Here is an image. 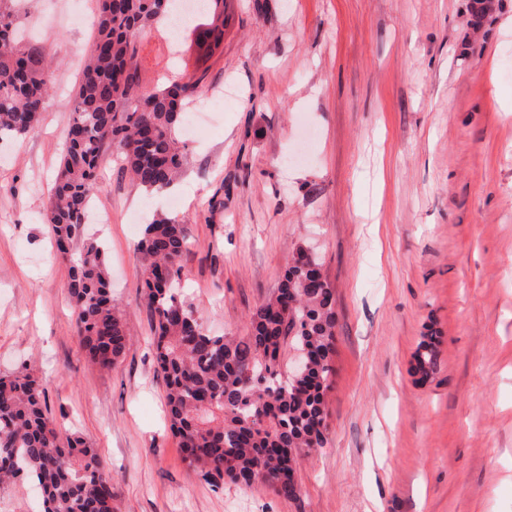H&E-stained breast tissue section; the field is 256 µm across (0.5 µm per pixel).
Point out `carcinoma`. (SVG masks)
<instances>
[{
	"mask_svg": "<svg viewBox=\"0 0 512 512\" xmlns=\"http://www.w3.org/2000/svg\"><path fill=\"white\" fill-rule=\"evenodd\" d=\"M174 2L98 0L95 35L70 103L67 149L44 213L58 251L72 262L68 288L83 348L101 369L125 356L129 337L112 305L102 245L85 234L84 201L92 198L108 152L150 194L167 191L184 169L178 131L204 76L172 70L147 90L141 75V34L166 25ZM19 26L15 0H0L1 141L38 128L51 88L46 55L17 40ZM226 27L224 0H208L185 37H193L209 60L224 54ZM187 245L180 221L167 217L145 225L137 243L156 360L184 459L212 485L226 479L246 487L263 483L293 500L300 494L298 459L321 443L325 429L336 325L333 289L321 262L303 261L299 247L276 291L252 311L249 334L211 335L179 298V258ZM294 352L307 361L301 378L292 372ZM415 360V372L429 376L437 367L436 343L422 340ZM18 479L38 484L43 512H106L112 497L98 449L80 437L60 436L29 374L0 377V486Z\"/></svg>",
	"mask_w": 512,
	"mask_h": 512,
	"instance_id": "1",
	"label": "carcinoma"
}]
</instances>
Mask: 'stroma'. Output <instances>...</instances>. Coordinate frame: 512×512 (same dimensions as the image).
Returning <instances> with one entry per match:
<instances>
[{
  "instance_id": "1",
  "label": "stroma",
  "mask_w": 512,
  "mask_h": 512,
  "mask_svg": "<svg viewBox=\"0 0 512 512\" xmlns=\"http://www.w3.org/2000/svg\"><path fill=\"white\" fill-rule=\"evenodd\" d=\"M97 7L19 10L54 74L38 131L0 141V376L27 367L61 436L98 448L115 512H512V0H225L223 58L182 53L229 97L186 143L179 207L100 163L86 229L129 336L109 370L82 349L42 220ZM155 215L184 227L182 299L214 335L248 334L297 247L319 258L335 352L298 499L183 461L136 251ZM415 372L428 377L437 367L438 350L435 342L424 339L419 343L415 355Z\"/></svg>"
}]
</instances>
